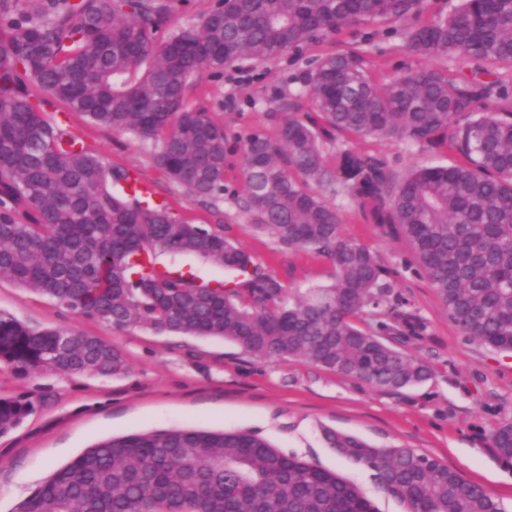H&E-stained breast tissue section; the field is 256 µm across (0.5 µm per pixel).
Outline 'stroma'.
<instances>
[{
	"mask_svg": "<svg viewBox=\"0 0 512 512\" xmlns=\"http://www.w3.org/2000/svg\"><path fill=\"white\" fill-rule=\"evenodd\" d=\"M406 28L403 22L373 24L323 37L299 54L263 63L240 60L221 75L195 79L186 103L206 109L232 140L256 128L271 130L270 113L291 107L308 111L309 94L300 77L321 54L355 43L369 62L383 64L390 73L424 67L423 59L403 48ZM45 111L67 122L112 166L148 181L173 217L216 229L229 225L255 261L288 287L333 282L328 258L283 250L271 236L251 232V218L235 196L242 188L240 155L229 160L223 198L202 203L157 167L153 142L96 124L55 100ZM377 149L402 173L453 162L393 139L378 141ZM342 231L368 245L389 267H399L408 257L403 243L377 225L347 223ZM393 283L428 323L425 336L407 348L429 364L432 374L421 384L383 391L298 358L260 361L221 339L110 328L59 310L38 292L0 277V312L37 329L73 327L99 336L120 349L127 362L117 376L63 379L22 375L0 364V395L33 404L19 426L0 436V512H16L55 468L102 440L192 428L255 434L284 454L351 481L378 512H405V507L379 488L372 470L329 448L323 432L349 433L377 447L404 446L482 486L512 512V466L489 443L492 429L512 420V353L463 336L424 274L402 270Z\"/></svg>",
	"mask_w": 512,
	"mask_h": 512,
	"instance_id": "35a3bbf8",
	"label": "stroma"
}]
</instances>
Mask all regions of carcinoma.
<instances>
[{
    "instance_id": "1",
    "label": "carcinoma",
    "mask_w": 512,
    "mask_h": 512,
    "mask_svg": "<svg viewBox=\"0 0 512 512\" xmlns=\"http://www.w3.org/2000/svg\"><path fill=\"white\" fill-rule=\"evenodd\" d=\"M175 0H0V276L56 307L123 330L221 338L267 360L309 363L385 390L431 377L404 348L427 330L370 247L346 236L340 209L309 184L348 194L351 215L393 233L464 335L512 351V0H217L200 24L167 32ZM408 20L405 49L438 63L378 79L353 45L303 74L310 111L238 144L204 109L193 79L240 59L263 63L327 34ZM36 87L93 122L155 142L154 161L207 201L242 155L250 229L330 259L334 283L291 292L234 237L173 218L112 187L130 179L48 119ZM356 149L324 147L341 137ZM392 138L452 165L395 170L368 147ZM192 254L237 281L198 283L157 267ZM58 377L117 375L122 352L73 328L35 329L0 313V363ZM0 396V434L32 411ZM375 472L407 512H506L483 487L412 448L325 433ZM512 463V421L490 434ZM17 512H377L336 473L248 432L171 429L113 437L55 469Z\"/></svg>"
}]
</instances>
